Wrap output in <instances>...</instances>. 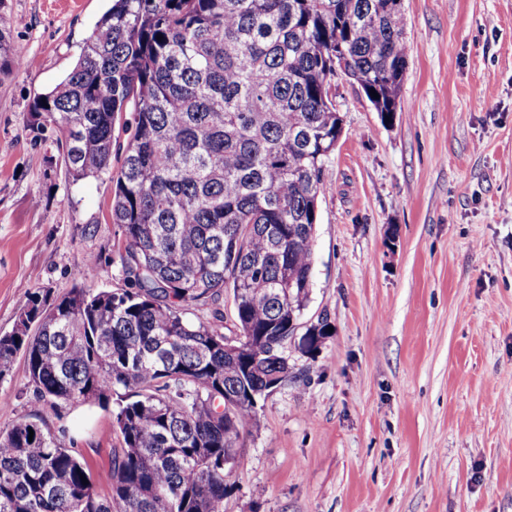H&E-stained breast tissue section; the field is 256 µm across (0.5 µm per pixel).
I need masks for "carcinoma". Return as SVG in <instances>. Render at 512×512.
<instances>
[{"label":"carcinoma","instance_id":"carcinoma-1","mask_svg":"<svg viewBox=\"0 0 512 512\" xmlns=\"http://www.w3.org/2000/svg\"><path fill=\"white\" fill-rule=\"evenodd\" d=\"M391 2L112 0L74 67L33 99L72 179L112 183L130 287L75 285L50 306L30 293L0 336V378L23 352L35 405L113 402L123 446L102 495L66 429L17 422L0 432V512H224L257 403L291 375L284 346L313 356L330 335L321 319L295 336L340 130L330 82L342 65L378 112L399 101L410 47ZM10 31L0 22L1 76L22 67ZM226 288L228 351L218 328L184 317Z\"/></svg>","mask_w":512,"mask_h":512}]
</instances>
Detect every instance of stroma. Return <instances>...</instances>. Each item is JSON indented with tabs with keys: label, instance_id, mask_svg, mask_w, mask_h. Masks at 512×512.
Returning <instances> with one entry per match:
<instances>
[{
	"label": "stroma",
	"instance_id": "stroma-1",
	"mask_svg": "<svg viewBox=\"0 0 512 512\" xmlns=\"http://www.w3.org/2000/svg\"><path fill=\"white\" fill-rule=\"evenodd\" d=\"M31 67L0 78V336L31 292L127 283L109 182H71L34 97L72 69L110 0H0ZM410 46L384 122L345 75L300 323L333 332L263 397L224 512H512V0H403ZM25 358L0 379V431L69 427L92 472L108 411L34 408Z\"/></svg>",
	"mask_w": 512,
	"mask_h": 512
}]
</instances>
